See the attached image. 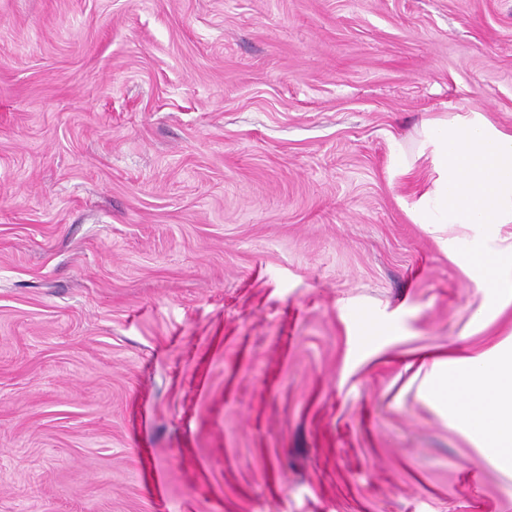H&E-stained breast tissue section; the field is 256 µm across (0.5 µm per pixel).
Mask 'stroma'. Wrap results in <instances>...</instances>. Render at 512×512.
<instances>
[{"mask_svg":"<svg viewBox=\"0 0 512 512\" xmlns=\"http://www.w3.org/2000/svg\"><path fill=\"white\" fill-rule=\"evenodd\" d=\"M451 106L512 0H0V512H512L418 365L512 343L398 204Z\"/></svg>","mask_w":512,"mask_h":512,"instance_id":"1","label":"stroma"}]
</instances>
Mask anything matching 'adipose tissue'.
Here are the masks:
<instances>
[{
	"mask_svg": "<svg viewBox=\"0 0 512 512\" xmlns=\"http://www.w3.org/2000/svg\"><path fill=\"white\" fill-rule=\"evenodd\" d=\"M419 159L429 162L432 180L401 206L432 230L465 229L463 238L439 244L476 287L512 288V130L475 109L432 114L410 155L397 156V175H411ZM424 395L496 467L512 473V349L438 360Z\"/></svg>",
	"mask_w": 512,
	"mask_h": 512,
	"instance_id": "1",
	"label": "adipose tissue"
}]
</instances>
